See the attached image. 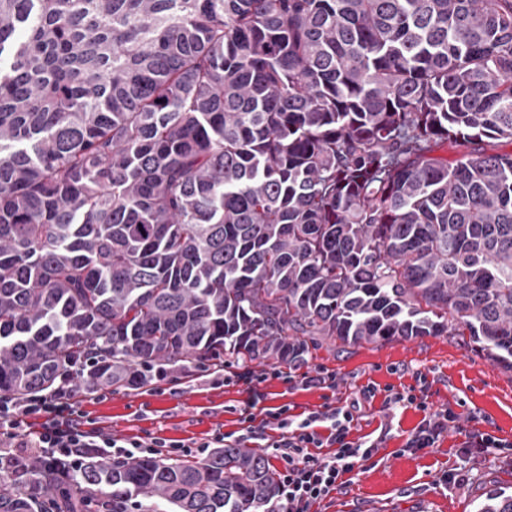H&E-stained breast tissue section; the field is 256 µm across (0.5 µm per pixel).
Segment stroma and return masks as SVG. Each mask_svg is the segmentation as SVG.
Masks as SVG:
<instances>
[{
	"instance_id": "1",
	"label": "stroma",
	"mask_w": 512,
	"mask_h": 512,
	"mask_svg": "<svg viewBox=\"0 0 512 512\" xmlns=\"http://www.w3.org/2000/svg\"><path fill=\"white\" fill-rule=\"evenodd\" d=\"M248 371L261 376L265 394L257 418L266 409L289 406L291 414L322 410L328 392L303 386L302 380L327 371L336 377V402L360 401L361 412L351 432L353 440L377 442L376 463L355 475L311 512H477L486 494L501 489L512 494V461L497 449L465 453L464 443L477 433L512 441V371L487 357L468 337L425 336L411 340L341 344L324 341L310 347L303 360L281 363L269 358L239 366L226 360L223 368H173L144 387L91 388L72 382L71 400L82 411L86 429L126 440L159 438L171 443L170 458L201 459L199 443L216 432L242 434L238 410L248 398L244 384H227V377ZM429 381L431 411L453 409L449 424L435 445L410 453L404 446L421 424L424 411L415 407L389 409L386 387L403 391L415 386L417 373ZM373 398L362 399L366 387ZM191 453H184L183 445ZM463 482L448 485V474Z\"/></svg>"
}]
</instances>
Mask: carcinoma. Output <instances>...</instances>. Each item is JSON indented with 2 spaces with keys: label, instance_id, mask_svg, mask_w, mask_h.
Masks as SVG:
<instances>
[{
  "label": "carcinoma",
  "instance_id": "carcinoma-1",
  "mask_svg": "<svg viewBox=\"0 0 512 512\" xmlns=\"http://www.w3.org/2000/svg\"><path fill=\"white\" fill-rule=\"evenodd\" d=\"M486 139L512 144V0H0V393L444 334L512 370ZM277 495L236 444L0 473V512Z\"/></svg>",
  "mask_w": 512,
  "mask_h": 512
}]
</instances>
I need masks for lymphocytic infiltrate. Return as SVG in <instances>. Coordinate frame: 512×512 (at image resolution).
Segmentation results:
<instances>
[{"label":"lymphocytic infiltrate","instance_id":"f902f5d3","mask_svg":"<svg viewBox=\"0 0 512 512\" xmlns=\"http://www.w3.org/2000/svg\"><path fill=\"white\" fill-rule=\"evenodd\" d=\"M240 382L247 385L250 397L240 410L247 425L246 437L264 441L279 463V499L266 512H310L311 507L340 489L345 475L364 470L372 460L375 448L371 441H353L349 434L354 421L355 405L341 407L325 404L323 411L305 417L291 415L288 406L267 409V418L256 423L253 414L263 401L252 377L243 374ZM30 416L40 417L41 429L35 438L21 437L20 422ZM83 414L64 394L40 395L26 401L0 397V467L30 473H64L80 467L85 449H93L106 458L113 448L136 459L141 454L157 453L162 443L133 438L117 441L85 430ZM279 437H270V430ZM328 449L319 457L318 449Z\"/></svg>","mask_w":512,"mask_h":512}]
</instances>
